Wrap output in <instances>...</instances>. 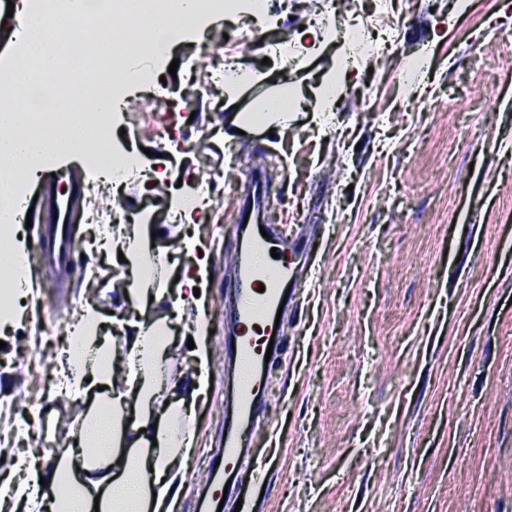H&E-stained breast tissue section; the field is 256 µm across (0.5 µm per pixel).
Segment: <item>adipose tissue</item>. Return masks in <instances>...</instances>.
<instances>
[{
	"mask_svg": "<svg viewBox=\"0 0 512 512\" xmlns=\"http://www.w3.org/2000/svg\"><path fill=\"white\" fill-rule=\"evenodd\" d=\"M62 146L51 135L39 140L1 136L0 169H24ZM142 233V227L132 228L124 256L133 275L127 295L145 306L163 290L140 274L146 261L138 242ZM184 247L196 258L183 283L200 291L190 299L197 371L189 398L171 400L165 394L157 367L165 362L167 348L155 342L159 329L154 325L129 321L119 369L99 365V358L108 360L112 351L99 333V311L86 305L74 331L82 353L59 354L55 367L62 392L86 407L77 442L51 459L16 457L12 472L0 477V512H95L99 506L107 512H176L183 470L196 445L192 401L207 394L210 384L209 257L199 253L195 239H185Z\"/></svg>",
	"mask_w": 512,
	"mask_h": 512,
	"instance_id": "1",
	"label": "adipose tissue"
}]
</instances>
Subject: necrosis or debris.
<instances>
[{
	"label": "necrosis or debris",
	"instance_id": "4bbe7bcc",
	"mask_svg": "<svg viewBox=\"0 0 512 512\" xmlns=\"http://www.w3.org/2000/svg\"><path fill=\"white\" fill-rule=\"evenodd\" d=\"M183 4L184 0H85L77 10L72 0H34V10L42 22L21 28L18 50H25L32 43L62 39L69 43L70 53L48 71L38 63H28L10 88L0 89V109L16 112V132L34 138L51 133L65 137L78 119L90 125L102 124V113L83 109L90 63L105 61L100 93L111 97L113 105L123 106L124 99L114 77L127 71L131 61L146 62L162 54L170 42L194 27L202 15L213 11L233 14L239 8V0H193L194 7L189 11ZM93 30L108 32V39L102 43L89 41L88 34ZM45 81L54 85L56 95L53 101L34 104L33 94ZM82 156L92 176L82 199L84 221L111 223V212L100 210L95 204L102 193L97 176L107 173L113 180L124 181L133 175V166L127 158L104 150H86ZM37 172L38 164L34 161L22 171L0 170L1 224L20 221L19 202Z\"/></svg>",
	"mask_w": 512,
	"mask_h": 512
}]
</instances>
